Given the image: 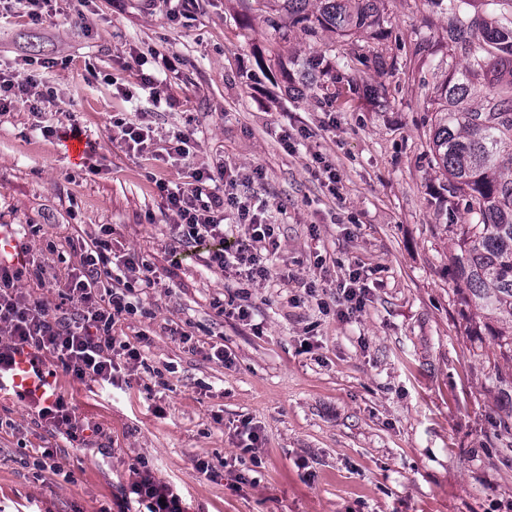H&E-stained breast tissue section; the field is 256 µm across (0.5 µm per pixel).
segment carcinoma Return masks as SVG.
I'll list each match as a JSON object with an SVG mask.
<instances>
[{"label": "carcinoma", "mask_w": 512, "mask_h": 512, "mask_svg": "<svg viewBox=\"0 0 512 512\" xmlns=\"http://www.w3.org/2000/svg\"><path fill=\"white\" fill-rule=\"evenodd\" d=\"M254 2L287 14L286 23L272 21L283 41L294 28L351 35L380 23L378 0ZM430 2L448 16V78L435 102L431 152L469 215L455 232L454 272L465 303L512 363V0ZM476 82L485 94L472 104Z\"/></svg>", "instance_id": "carcinoma-1"}]
</instances>
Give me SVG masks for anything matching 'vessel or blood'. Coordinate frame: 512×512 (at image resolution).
<instances>
[{
    "label": "vessel or blood",
    "mask_w": 512,
    "mask_h": 512,
    "mask_svg": "<svg viewBox=\"0 0 512 512\" xmlns=\"http://www.w3.org/2000/svg\"><path fill=\"white\" fill-rule=\"evenodd\" d=\"M60 386L59 378L26 348L14 352L7 372L0 373V392L16 399L50 401Z\"/></svg>",
    "instance_id": "vessel-or-blood-1"
}]
</instances>
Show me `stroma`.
I'll return each instance as SVG.
<instances>
[{"label": "stroma", "instance_id": "stroma-1", "mask_svg": "<svg viewBox=\"0 0 512 512\" xmlns=\"http://www.w3.org/2000/svg\"><path fill=\"white\" fill-rule=\"evenodd\" d=\"M53 8L37 25L18 0L0 20V65L53 61L40 114L23 101L0 112V225H38L28 244L48 282L23 280L22 293L59 304L52 281L79 271V242L97 238L157 282L133 284L136 311L118 327L143 363L122 364L115 387L61 377L77 420L99 433L67 442L0 394V512H136L123 489L144 463L186 512H512V365L457 290L451 227L466 213L430 150L445 15L381 0L363 34L296 28L283 42L253 0H193L180 18L176 0ZM133 49L169 56L170 105L140 90ZM313 56L326 74L306 89L298 75ZM366 84L385 97L363 95ZM326 85L336 100L321 109ZM145 112L158 138L194 131L191 166L224 163L228 239L249 237L238 204H263L277 241L266 281L208 266L201 248L172 256L178 229L155 182L182 183L187 167L112 137L113 114ZM73 121L104 167L72 160L52 135ZM255 167L263 180L249 179ZM353 269L364 305L343 316ZM216 346L228 363L212 359ZM45 448L60 449L74 482L33 468Z\"/></svg>", "mask_w": 512, "mask_h": 512}]
</instances>
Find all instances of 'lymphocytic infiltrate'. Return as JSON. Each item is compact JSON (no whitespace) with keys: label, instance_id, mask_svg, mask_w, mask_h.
I'll use <instances>...</instances> for the list:
<instances>
[{"label":"lymphocytic infiltrate","instance_id":"lymphocytic-infiltrate-1","mask_svg":"<svg viewBox=\"0 0 512 512\" xmlns=\"http://www.w3.org/2000/svg\"><path fill=\"white\" fill-rule=\"evenodd\" d=\"M26 71L0 68V112L10 111L14 102H29L32 112H40L45 99L40 89L45 59L26 58ZM223 166L189 167L184 183L169 186L159 182L162 208L183 228L184 237L195 244H208L209 266L227 269L246 268L247 280H263L269 275L263 252L274 244L271 225L260 223L249 208L238 211V220L252 226L248 244L230 242L224 235ZM85 257L79 273L62 285L63 306L49 307L43 300L23 296L17 287L22 276L42 279L43 269L27 259L14 265L0 262V366L9 364L13 352L27 347L36 354L51 355L58 367L74 381L88 380L114 384L117 357L142 362L138 348L116 336L115 328L134 306L127 289L118 288L121 279L155 284L154 271L136 254H114L108 241L95 239L84 247ZM31 412L68 439L79 437L80 428L71 405L64 396L51 403L34 401ZM140 512H184L176 489L155 479L150 470L138 471L128 488Z\"/></svg>","mask_w":512,"mask_h":512}]
</instances>
